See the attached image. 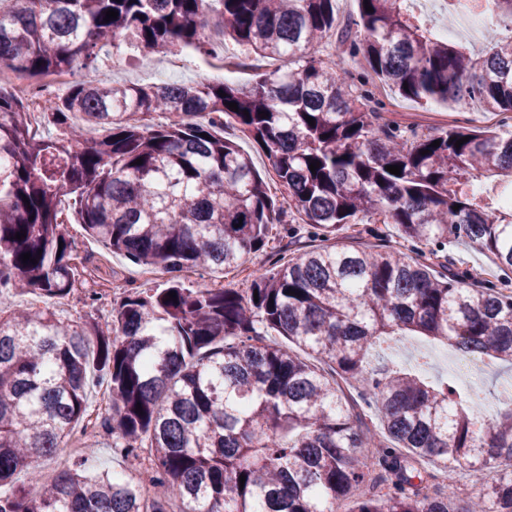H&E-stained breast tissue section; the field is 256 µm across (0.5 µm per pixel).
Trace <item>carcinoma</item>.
<instances>
[{
    "label": "carcinoma",
    "instance_id": "obj_1",
    "mask_svg": "<svg viewBox=\"0 0 512 512\" xmlns=\"http://www.w3.org/2000/svg\"><path fill=\"white\" fill-rule=\"evenodd\" d=\"M410 2L357 0L353 37L336 28V0H0V65L28 78L76 75L123 42L209 58L232 41L279 62L247 85L76 79L43 104L53 136L0 92V294L43 303L0 308V485L23 469L39 483L34 458L65 447L97 383L112 454L148 463L90 472L81 455L34 495L0 494V512H331L345 499L347 512H452L469 469L499 474L478 512H512V412L481 424L478 386L369 367L372 350L407 334L512 364L508 282L468 284L388 245H338L344 225L378 221L413 246L466 242L512 272V205L473 186H512V130L403 129L342 60L323 57L334 33L422 107L512 112V0H493L479 53L433 37ZM153 112L170 122L141 123ZM229 119L265 153L280 195L216 135ZM96 128L107 135L83 137ZM63 197L88 236L168 274L167 286L128 290L102 322L62 321L54 305L78 259ZM296 214L332 243L247 288L182 282L239 266Z\"/></svg>",
    "mask_w": 512,
    "mask_h": 512
}]
</instances>
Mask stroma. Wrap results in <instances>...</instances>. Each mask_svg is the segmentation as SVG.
Returning a JSON list of instances; mask_svg holds the SVG:
<instances>
[{"label":"stroma","mask_w":512,"mask_h":512,"mask_svg":"<svg viewBox=\"0 0 512 512\" xmlns=\"http://www.w3.org/2000/svg\"><path fill=\"white\" fill-rule=\"evenodd\" d=\"M332 58H343L346 67L370 89L384 106L383 116L403 126L416 127L425 132L448 126H471L487 129H504L512 125V116L499 112H487L478 104L467 108L444 107L433 104L420 107L418 104L398 96L391 88L381 84L370 75L360 58L344 56L343 48L336 42H329L325 48ZM166 57L146 52L137 46H125L118 58L101 57L96 71L103 79L116 83H156V72ZM76 251L79 255V273L82 289L76 290L68 299L56 304L59 317L74 325L82 326L89 319H107L114 300L132 288H160L168 279L167 274L150 272L130 263L125 257L114 253L104 243L87 236L80 226H73ZM315 240L307 233L297 238L283 237L270 242L269 246L248 256L238 268L223 272H208L202 275L186 273V284L205 282L215 287L244 288L253 270L271 267L276 262H288L301 247L313 246ZM445 264L469 271L474 281L492 284L498 281L500 271L493 264L489 253L459 243L444 251ZM97 292V301H90V292ZM450 344L433 341L422 336H401L392 342L384 359L408 367L420 366L422 376L436 383L455 376L453 359L449 355Z\"/></svg>","instance_id":"stroma-1"}]
</instances>
